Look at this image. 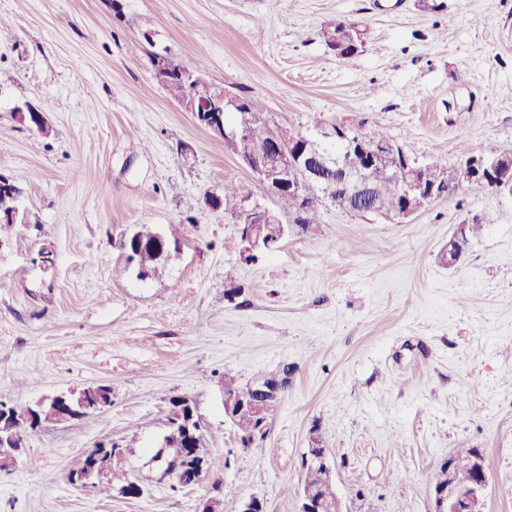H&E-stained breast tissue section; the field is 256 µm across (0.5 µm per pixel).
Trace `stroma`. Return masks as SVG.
Returning a JSON list of instances; mask_svg holds the SVG:
<instances>
[{"instance_id":"stroma-1","label":"stroma","mask_w":512,"mask_h":512,"mask_svg":"<svg viewBox=\"0 0 512 512\" xmlns=\"http://www.w3.org/2000/svg\"><path fill=\"white\" fill-rule=\"evenodd\" d=\"M0 0V174L27 221L0 225V400L97 385L112 405L31 433L0 471V512H297L302 460L321 441L343 512H431L434 474L480 449L485 512H512V198L471 185L398 222L320 212L245 264L238 226L201 204L234 173L261 188L157 82L148 52L309 134L387 131L414 158L455 167L459 145L512 151V0ZM368 28L336 58L321 28ZM49 103L43 136L14 109ZM195 158L182 165L177 149ZM481 223L461 262L443 248ZM175 243L139 279L122 243L139 226ZM240 286L235 301L228 285ZM293 368L265 439L224 418V378ZM191 399L208 467L174 485L149 462L169 399ZM132 443L137 497L68 475L101 442Z\"/></svg>"}]
</instances>
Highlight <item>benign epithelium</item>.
Returning <instances> with one entry per match:
<instances>
[{
	"label": "benign epithelium",
	"mask_w": 512,
	"mask_h": 512,
	"mask_svg": "<svg viewBox=\"0 0 512 512\" xmlns=\"http://www.w3.org/2000/svg\"><path fill=\"white\" fill-rule=\"evenodd\" d=\"M201 104V116L206 118L207 128L227 137L236 135V132L224 129V112L231 108H241L238 99L226 94L218 100L203 99ZM14 112L19 121L38 131L47 125L45 114L31 104L24 108L18 106ZM335 138L343 140L350 148L359 146L363 162L347 165L340 156L335 158L324 155L320 151L321 144ZM300 139L302 146L298 148L277 141L266 142L252 147L251 151L240 158L263 188V196L260 198L251 193L244 196L239 210V218L245 222L243 228L246 229L247 238L253 244L250 250L252 254L272 250L275 246L272 238L283 232L281 218L269 204L283 188L290 187L302 192L309 200L323 206L334 204L331 191H342L357 201L373 200L374 212L385 214L371 177V167L388 151L395 149L393 144L372 142L367 136L359 132H349L339 125L334 129H321L312 135L303 134ZM317 158L323 167L333 168L341 173L340 178L336 179V185L324 183L312 176L306 177L304 184L295 181V171L306 168L309 160ZM392 174L403 185L405 206L390 215V218L400 221L423 211L435 200L454 193L465 183L481 184L512 197V154L509 152L491 159L471 155L464 158L450 175L435 170L433 165L426 162L416 164L410 174L405 168H394ZM463 229L464 225H458L457 232L448 240V245L443 250L448 255L450 264L457 263L465 253L462 247ZM290 372L291 368L285 366L280 373L259 380H249L242 385L238 394L224 397L225 418L247 409L261 418L260 428H267L268 421L263 415L287 390ZM111 404L110 391L105 392L98 388L71 391L45 396L30 403V410L24 413L23 418L39 425L42 422L41 416L47 410L49 417L56 421L71 422L90 415L92 410L100 412ZM182 454L183 449L166 440L157 462L179 469ZM447 461L448 484L432 486V512H484L489 478L482 456H450ZM305 463L322 470L323 487H304L299 491V512H324L326 509L330 512H343L333 488V472L327 452L323 450L318 454L308 455ZM460 470L472 471L473 482L467 485L459 483L456 475ZM106 477L104 464L95 460L86 467L84 473L72 475V480L84 487L94 488L98 481Z\"/></svg>",
	"instance_id": "7a95c632"
}]
</instances>
